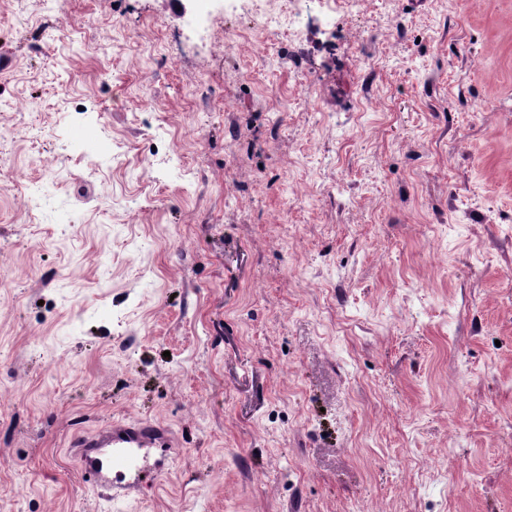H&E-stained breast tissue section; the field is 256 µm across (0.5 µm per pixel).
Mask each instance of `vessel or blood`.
Returning a JSON list of instances; mask_svg holds the SVG:
<instances>
[{"mask_svg": "<svg viewBox=\"0 0 512 512\" xmlns=\"http://www.w3.org/2000/svg\"><path fill=\"white\" fill-rule=\"evenodd\" d=\"M70 447L86 481L107 491L114 501L161 472L174 453L169 430L148 421L114 422L94 433L78 434Z\"/></svg>", "mask_w": 512, "mask_h": 512, "instance_id": "vessel-or-blood-1", "label": "vessel or blood"}]
</instances>
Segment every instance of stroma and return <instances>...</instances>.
<instances>
[{"mask_svg": "<svg viewBox=\"0 0 512 512\" xmlns=\"http://www.w3.org/2000/svg\"><path fill=\"white\" fill-rule=\"evenodd\" d=\"M287 21L0 0V512H512V0ZM174 447L169 430L148 421H113L94 433L73 436L69 446L86 482L107 491L112 501L128 497L161 472ZM154 448L161 453L152 458Z\"/></svg>", "mask_w": 512, "mask_h": 512, "instance_id": "1", "label": "stroma"}]
</instances>
